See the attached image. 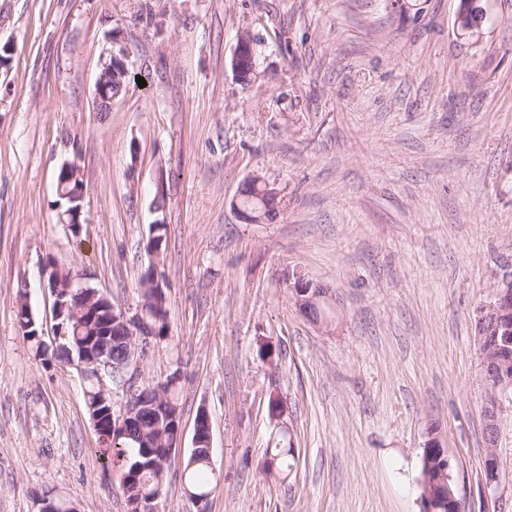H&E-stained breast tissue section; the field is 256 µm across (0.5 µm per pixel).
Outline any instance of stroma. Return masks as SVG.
Wrapping results in <instances>:
<instances>
[{
  "label": "stroma",
  "mask_w": 512,
  "mask_h": 512,
  "mask_svg": "<svg viewBox=\"0 0 512 512\" xmlns=\"http://www.w3.org/2000/svg\"><path fill=\"white\" fill-rule=\"evenodd\" d=\"M481 5L462 36L459 0H0V512H39L48 491L127 512L78 371L18 327L23 288L53 332L49 257L132 310L149 268L165 279L170 334L135 377L179 378L161 512H195L182 474L202 407L209 512H423L433 436L466 512H512L510 421L499 487L483 486L474 323L512 269V0ZM243 31L261 73L247 86L230 66ZM114 53L131 78L98 112ZM67 161L85 181L78 237L56 192ZM255 174L282 199L274 222L232 207ZM295 272L328 289L327 325L299 312ZM290 443L289 475L268 474Z\"/></svg>",
  "instance_id": "1"
}]
</instances>
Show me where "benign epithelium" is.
Returning a JSON list of instances; mask_svg holds the SVG:
<instances>
[{
  "label": "benign epithelium",
  "mask_w": 512,
  "mask_h": 512,
  "mask_svg": "<svg viewBox=\"0 0 512 512\" xmlns=\"http://www.w3.org/2000/svg\"><path fill=\"white\" fill-rule=\"evenodd\" d=\"M254 61V42L252 36L244 32L240 34L231 60V67L239 68L243 63ZM117 66H124V61L113 56L104 63L102 72L96 81L95 103L100 112H107L112 107V71ZM296 287L300 288L295 304L302 313L309 316V320L316 324L327 323L323 312V304L327 299L328 291L322 286L298 274L295 276ZM47 286L54 297V318L60 319L63 311V299L81 294L89 288L88 282L82 281V276L77 275L67 281H61L55 277L47 278ZM141 311L130 313L124 308H112V323H118L124 328L128 336L126 350V367L117 373L111 371V360L106 353H96L90 357L82 356L76 362V368L83 380L91 378L97 380L101 392L105 396H112L109 385L113 384L125 389L128 400L122 412L110 414L108 421L112 433L119 437L128 435L126 421L135 417L141 405L135 402V393L138 391L133 380L138 363L136 356L134 337H141V346L151 342V337L143 335L141 328ZM475 328L479 343V355L482 365V373L489 381H495V395L491 396L484 405V437L488 453L484 460V485L487 491L495 492L498 487L500 459L496 454V448L501 436V426L505 415L512 413V402L504 403V396L512 391V375L507 374L503 359L496 352L494 346L488 343L492 335L504 336L512 333V271H503L497 279V286L490 301L482 303L475 311ZM434 453L437 461L442 463L439 469L438 481L434 488H429L422 493L424 512H438V509L448 503L446 497H436V487L443 481L448 471V463L451 460L448 449L438 438H430L423 448V456Z\"/></svg>",
  "instance_id": "benign-epithelium-1"
}]
</instances>
